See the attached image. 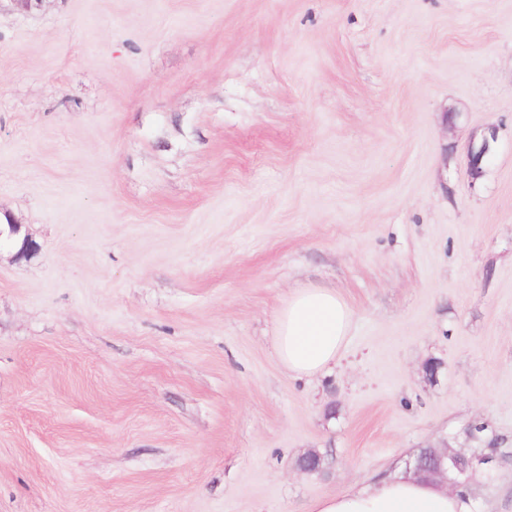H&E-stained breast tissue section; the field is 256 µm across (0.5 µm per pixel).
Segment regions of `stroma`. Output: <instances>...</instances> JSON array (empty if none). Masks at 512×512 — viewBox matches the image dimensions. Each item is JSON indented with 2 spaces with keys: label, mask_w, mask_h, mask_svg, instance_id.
I'll return each instance as SVG.
<instances>
[{
  "label": "stroma",
  "mask_w": 512,
  "mask_h": 512,
  "mask_svg": "<svg viewBox=\"0 0 512 512\" xmlns=\"http://www.w3.org/2000/svg\"><path fill=\"white\" fill-rule=\"evenodd\" d=\"M8 223L0 512H310L446 445L512 512V0H0ZM309 285L353 323L296 380ZM497 140V129H488L481 141L472 144L468 151V168L472 178L476 179L483 173V162L493 152L494 143ZM353 313L330 288H300L279 311L273 350L294 378H312L336 363Z\"/></svg>",
  "instance_id": "35a3bbf8"
}]
</instances>
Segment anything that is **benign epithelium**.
<instances>
[{
    "mask_svg": "<svg viewBox=\"0 0 512 512\" xmlns=\"http://www.w3.org/2000/svg\"><path fill=\"white\" fill-rule=\"evenodd\" d=\"M497 129H488L481 141L468 151V168L472 178L483 173V162L493 152ZM486 454H466L451 448H422L405 461L406 471L426 481H440L455 488L471 482L475 467L490 462Z\"/></svg>",
    "mask_w": 512,
    "mask_h": 512,
    "instance_id": "1",
    "label": "benign epithelium"
}]
</instances>
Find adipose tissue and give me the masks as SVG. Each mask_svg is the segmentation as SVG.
Instances as JSON below:
<instances>
[{
  "mask_svg": "<svg viewBox=\"0 0 512 512\" xmlns=\"http://www.w3.org/2000/svg\"><path fill=\"white\" fill-rule=\"evenodd\" d=\"M353 313L330 288H301L281 308L273 350L295 378L314 377L340 357ZM312 512H474L469 488L446 489L396 473L317 500Z\"/></svg>",
  "mask_w": 512,
  "mask_h": 512,
  "instance_id": "adipose-tissue-1",
  "label": "adipose tissue"
}]
</instances>
